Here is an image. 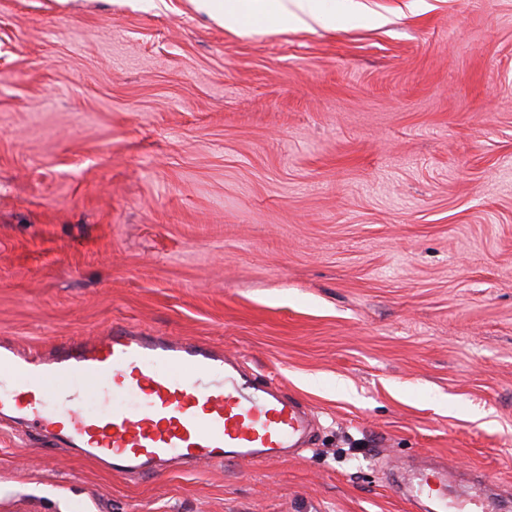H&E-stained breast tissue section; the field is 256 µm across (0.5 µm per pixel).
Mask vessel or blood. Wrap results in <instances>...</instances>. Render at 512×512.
Returning a JSON list of instances; mask_svg holds the SVG:
<instances>
[{
	"label": "vessel or blood",
	"instance_id": "obj_1",
	"mask_svg": "<svg viewBox=\"0 0 512 512\" xmlns=\"http://www.w3.org/2000/svg\"><path fill=\"white\" fill-rule=\"evenodd\" d=\"M90 398L97 411L87 410ZM2 415L133 475L177 462H276L310 432L301 403L247 374L239 360L121 325L59 344L44 363L0 351ZM447 488L444 474L429 473L417 491L442 505Z\"/></svg>",
	"mask_w": 512,
	"mask_h": 512
}]
</instances>
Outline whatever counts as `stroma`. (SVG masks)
I'll return each mask as SVG.
<instances>
[{
  "label": "stroma",
  "mask_w": 512,
  "mask_h": 512,
  "mask_svg": "<svg viewBox=\"0 0 512 512\" xmlns=\"http://www.w3.org/2000/svg\"><path fill=\"white\" fill-rule=\"evenodd\" d=\"M0 0V341L127 324L309 406L271 463L122 477L0 428V512H512V0ZM316 0H190L197 13L225 28L258 27L275 22L305 27L315 19ZM417 484V493L425 494L442 508H447L446 497L448 496V483L445 482L443 473L438 472L437 475L428 473L424 475Z\"/></svg>",
  "instance_id": "obj_1"
}]
</instances>
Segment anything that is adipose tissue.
<instances>
[{
	"mask_svg": "<svg viewBox=\"0 0 512 512\" xmlns=\"http://www.w3.org/2000/svg\"><path fill=\"white\" fill-rule=\"evenodd\" d=\"M197 13L231 29L258 27L268 22L279 26H308L315 18V0H191Z\"/></svg>",
	"mask_w": 512,
	"mask_h": 512,
	"instance_id": "1",
	"label": "adipose tissue"
}]
</instances>
